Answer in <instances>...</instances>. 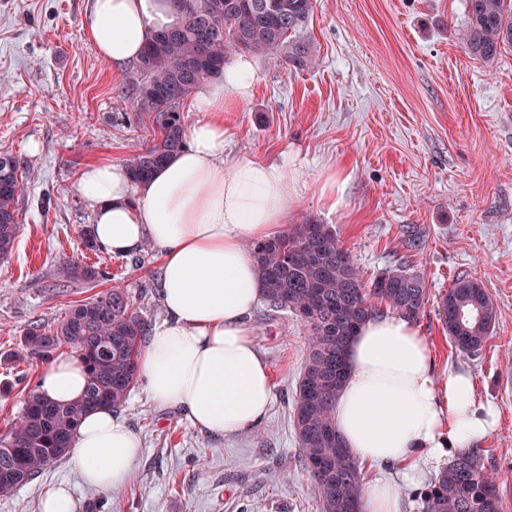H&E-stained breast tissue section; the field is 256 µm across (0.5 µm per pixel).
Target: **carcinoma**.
Here are the masks:
<instances>
[{
	"instance_id": "carcinoma-1",
	"label": "carcinoma",
	"mask_w": 512,
	"mask_h": 512,
	"mask_svg": "<svg viewBox=\"0 0 512 512\" xmlns=\"http://www.w3.org/2000/svg\"><path fill=\"white\" fill-rule=\"evenodd\" d=\"M460 34L465 53L486 64L512 47V0H468ZM314 0H184L179 26L150 35L136 63L135 102L153 114L157 133L149 146L125 159L136 181L149 179L185 144L181 102L198 85L220 78L233 54L281 52L291 70L315 64L305 38ZM27 189L21 162L0 153V260H8L19 236L18 199ZM256 263L265 303L288 310L307 327L306 358L293 401L300 461L312 478L320 512H360L364 491L358 463L343 448L333 419L345 375L348 340L379 312L378 303L412 321L423 317L428 289L423 274L390 269L371 283L329 224H290L279 235L247 245ZM103 272L77 260L57 266L58 285L95 284ZM436 315L461 352L477 355L498 320L484 284L458 277L441 295ZM149 326L125 290L112 287L70 306L53 329L33 324L18 358L45 359L65 344L88 367L84 396L55 404L31 392L18 420L0 436V493L8 494L62 458L83 416L119 409L139 380V357ZM422 512H502L493 474L478 453L462 451L420 494Z\"/></svg>"
}]
</instances>
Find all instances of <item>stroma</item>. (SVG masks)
I'll return each instance as SVG.
<instances>
[{"mask_svg":"<svg viewBox=\"0 0 512 512\" xmlns=\"http://www.w3.org/2000/svg\"><path fill=\"white\" fill-rule=\"evenodd\" d=\"M85 0H0V153L22 162L14 252L0 263V432L23 411L41 361L17 354L31 323L53 327L74 302L125 288L148 323L165 316L156 248L127 256L84 248L94 216L76 188L89 163H117L152 139L148 113L82 30ZM466 0H315L307 35L316 65L289 73L284 55L258 56L251 95L226 94L224 148L285 164L298 183L289 223L332 225L364 281L406 264L427 280L416 326L440 369L470 370L476 398L499 410L478 443L504 512H512V47L491 64L469 58L457 33ZM348 175L344 199L325 208L318 181ZM419 248L407 249V235ZM105 271L96 287L48 291L59 258ZM460 276L479 279L499 310L482 353L456 350L436 315ZM250 322L272 374L261 423L228 439L160 407L137 383L122 418L143 442L128 484L87 486L67 459L0 495V512H41L43 491L70 489L75 512H319L292 428L306 328L258 304Z\"/></svg>","mask_w":512,"mask_h":512,"instance_id":"1","label":"stroma"}]
</instances>
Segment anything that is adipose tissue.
<instances>
[{
	"label": "adipose tissue",
	"instance_id": "ef3b65f1",
	"mask_svg": "<svg viewBox=\"0 0 512 512\" xmlns=\"http://www.w3.org/2000/svg\"><path fill=\"white\" fill-rule=\"evenodd\" d=\"M180 22L175 0H86L82 27L104 60L123 66L139 58L153 31ZM256 77V61L242 56L222 79L200 84L191 106L201 117L187 129L186 147L147 181L104 160L85 166L78 183L100 245L126 256L148 240L160 254L166 316L139 359L149 397L227 438L258 425L274 393L249 321L262 293L246 245L283 231L297 193L283 164L224 150V94L246 98ZM346 364L336 429L349 453L378 471L364 512H408L407 489L431 482L497 426L498 410L477 402L470 372L439 373L428 342L402 317L364 322ZM86 385L84 365L71 354L44 368L38 391L63 404ZM140 454L125 421L97 409L76 427L68 458L87 485L114 492Z\"/></svg>",
	"mask_w": 512,
	"mask_h": 512
}]
</instances>
